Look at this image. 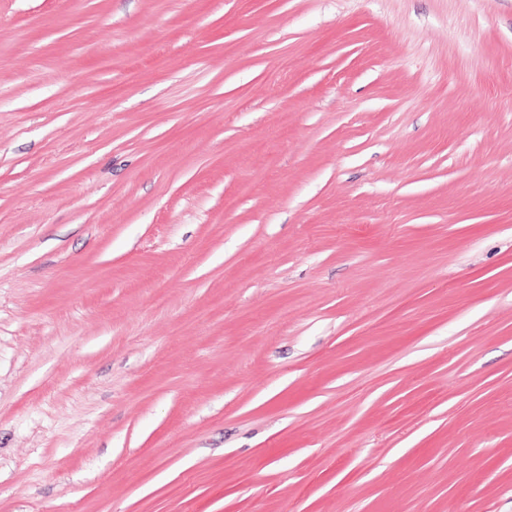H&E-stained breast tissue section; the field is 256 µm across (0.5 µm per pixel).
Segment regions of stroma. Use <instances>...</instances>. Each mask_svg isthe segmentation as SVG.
<instances>
[{
    "instance_id": "obj_1",
    "label": "stroma",
    "mask_w": 512,
    "mask_h": 512,
    "mask_svg": "<svg viewBox=\"0 0 512 512\" xmlns=\"http://www.w3.org/2000/svg\"><path fill=\"white\" fill-rule=\"evenodd\" d=\"M0 512H512V0H0Z\"/></svg>"
}]
</instances>
